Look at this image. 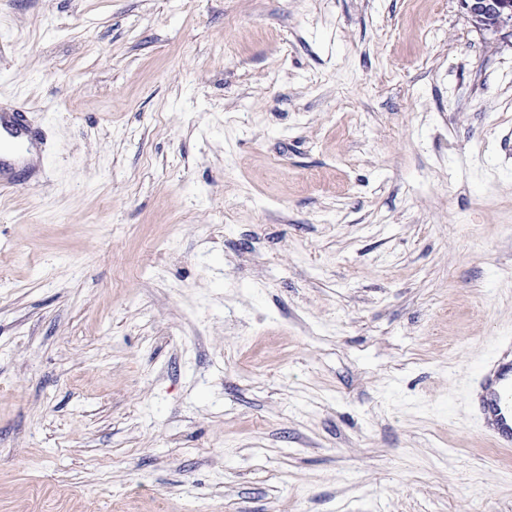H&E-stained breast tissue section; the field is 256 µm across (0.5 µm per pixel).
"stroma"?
Returning a JSON list of instances; mask_svg holds the SVG:
<instances>
[{
	"label": "stroma",
	"instance_id": "1",
	"mask_svg": "<svg viewBox=\"0 0 512 512\" xmlns=\"http://www.w3.org/2000/svg\"><path fill=\"white\" fill-rule=\"evenodd\" d=\"M0 512H512V38L458 0H0ZM6 132L17 146V150L10 154L13 160L24 161L26 153L30 151V139L28 133L31 130L27 124L26 115L20 109L0 108V134ZM472 415L498 448L512 447V338L499 342L494 356L480 364L468 387Z\"/></svg>",
	"mask_w": 512,
	"mask_h": 512
}]
</instances>
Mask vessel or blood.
<instances>
[{
  "label": "vessel or blood",
  "mask_w": 512,
  "mask_h": 512,
  "mask_svg": "<svg viewBox=\"0 0 512 512\" xmlns=\"http://www.w3.org/2000/svg\"><path fill=\"white\" fill-rule=\"evenodd\" d=\"M30 128L18 109L0 108V133H7L17 146L11 158L0 157V191L15 188L9 173L11 160H25L30 149ZM472 415L496 447H512V338L499 342L494 356L480 364L468 387Z\"/></svg>",
  "instance_id": "b4317fda"
}]
</instances>
